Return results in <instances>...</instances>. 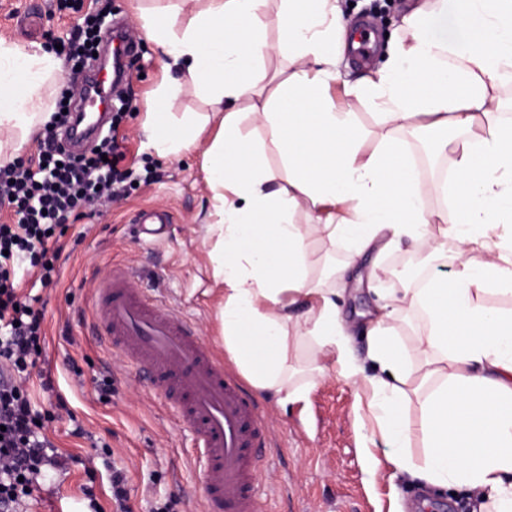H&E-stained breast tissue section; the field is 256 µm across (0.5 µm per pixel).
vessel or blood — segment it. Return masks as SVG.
<instances>
[{
    "instance_id": "vessel-or-blood-1",
    "label": "vessel or blood",
    "mask_w": 512,
    "mask_h": 512,
    "mask_svg": "<svg viewBox=\"0 0 512 512\" xmlns=\"http://www.w3.org/2000/svg\"><path fill=\"white\" fill-rule=\"evenodd\" d=\"M100 70L84 87L83 113L103 110ZM121 262L102 282L93 317L113 349L147 371L159 397L174 399L180 425L195 439L204 512H261L254 492L268 424L257 401L217 363L203 337L164 305L141 294Z\"/></svg>"
}]
</instances>
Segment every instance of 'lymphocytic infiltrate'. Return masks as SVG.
<instances>
[{
    "mask_svg": "<svg viewBox=\"0 0 512 512\" xmlns=\"http://www.w3.org/2000/svg\"><path fill=\"white\" fill-rule=\"evenodd\" d=\"M37 167L16 160L0 166V203L13 205L18 223L0 224V512H20L44 466L65 467L40 424L23 384L45 339L39 296L23 293L15 261L28 255L33 274L47 285L60 276L61 243L77 221L93 218L98 204L124 198L132 172L116 133L90 153L75 155L52 135L40 142Z\"/></svg>",
    "mask_w": 512,
    "mask_h": 512,
    "instance_id": "1",
    "label": "lymphocytic infiltrate"
}]
</instances>
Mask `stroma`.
I'll return each mask as SVG.
<instances>
[{
	"instance_id": "stroma-1",
	"label": "stroma",
	"mask_w": 512,
	"mask_h": 512,
	"mask_svg": "<svg viewBox=\"0 0 512 512\" xmlns=\"http://www.w3.org/2000/svg\"><path fill=\"white\" fill-rule=\"evenodd\" d=\"M164 8L185 21L192 0H0V38L31 49H54L90 13H99L102 28L125 24L137 42L130 60L132 78L122 87L128 114L121 124L129 149L128 161L137 174L160 172L161 181L141 182L118 202L103 205L92 222H78L64 238L58 284L41 290L46 336L27 389L33 407L48 414L45 433L70 454L66 471L46 470L26 500L24 512H89L87 494L110 512L113 470L124 471L132 512H153L173 502V512H201L202 485L193 464L192 433L177 425L164 400L149 393L144 374L123 355L103 344L92 318L96 292L112 268L122 261L139 275L146 294L174 309L211 344L216 360L228 372L218 309L221 297L213 278L210 250L217 239L218 218L206 183L202 150L180 157L159 155L146 127L156 109L155 89L177 78L164 67L160 48L142 26L140 9ZM404 0H353L350 15L374 27L377 36L392 32ZM380 54L342 69L330 84L336 103H350L374 147L379 131L370 105L346 98L344 81L380 66ZM167 214L170 222L161 240L141 244L134 219L142 210ZM388 271L404 267L409 274L427 271L430 277L453 276L452 255L438 258L402 243L388 252ZM386 280H362L338 294L336 305L347 320L357 357L367 352V313L377 295L387 293ZM53 388L43 390L42 375ZM112 390L102 393V378ZM358 384L333 375L319 381L308 402L282 408L274 395L254 392L264 411L271 448L256 483L263 512H448L452 494L404 478L390 479L389 467L370 475L361 451L364 428L356 404ZM82 427L83 437L72 434Z\"/></svg>"
}]
</instances>
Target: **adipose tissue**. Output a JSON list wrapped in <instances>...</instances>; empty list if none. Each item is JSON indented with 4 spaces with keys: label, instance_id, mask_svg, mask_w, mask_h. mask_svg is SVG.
Segmentation results:
<instances>
[{
    "label": "adipose tissue",
    "instance_id": "1",
    "mask_svg": "<svg viewBox=\"0 0 512 512\" xmlns=\"http://www.w3.org/2000/svg\"><path fill=\"white\" fill-rule=\"evenodd\" d=\"M266 2L203 0L182 25L162 9L142 16L181 73L157 91L153 147L177 156L217 126L204 164L221 215L211 255L224 286V353L284 407L331 375L354 380L393 476L467 492L477 512H512V309L481 302L512 294V121L503 117L512 0H422L401 17L382 66L344 87L377 108L379 142L370 151L349 105L325 92L356 35L342 0H280L274 43L264 35ZM267 54L288 59L287 79L261 67ZM61 72L54 53L0 38V165L13 159L7 145L28 141L49 120L47 91ZM187 83L210 110L175 125L165 106ZM248 114L276 148L278 171L260 160L266 145L244 134ZM452 130L464 140L449 139ZM415 132L436 135L437 151L454 154L447 192L464 196V206L426 212L430 188L408 165ZM301 209L308 223L295 222ZM322 237L350 244L353 262L405 240L433 255L450 249L458 269L380 305L362 365L336 305L348 279L332 289L309 276L311 246ZM408 309L424 313L427 330L405 341L392 321ZM413 401L421 412L415 431L406 414Z\"/></svg>",
    "mask_w": 512,
    "mask_h": 512
}]
</instances>
